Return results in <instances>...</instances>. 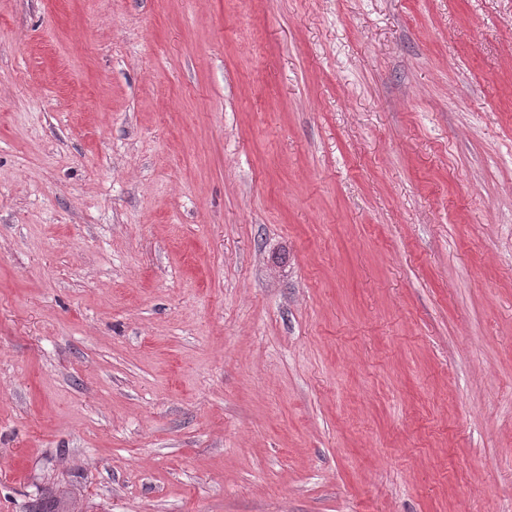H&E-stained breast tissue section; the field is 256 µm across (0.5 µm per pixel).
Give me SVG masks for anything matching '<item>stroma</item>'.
Returning <instances> with one entry per match:
<instances>
[{
	"label": "stroma",
	"mask_w": 512,
	"mask_h": 512,
	"mask_svg": "<svg viewBox=\"0 0 512 512\" xmlns=\"http://www.w3.org/2000/svg\"><path fill=\"white\" fill-rule=\"evenodd\" d=\"M512 512V0H0V512Z\"/></svg>",
	"instance_id": "35a3bbf8"
}]
</instances>
